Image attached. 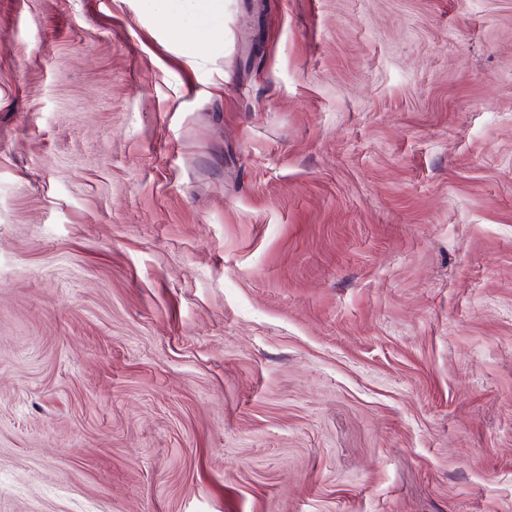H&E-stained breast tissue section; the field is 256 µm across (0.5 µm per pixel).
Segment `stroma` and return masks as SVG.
Returning <instances> with one entry per match:
<instances>
[{
  "instance_id": "35a3bbf8",
  "label": "stroma",
  "mask_w": 512,
  "mask_h": 512,
  "mask_svg": "<svg viewBox=\"0 0 512 512\" xmlns=\"http://www.w3.org/2000/svg\"><path fill=\"white\" fill-rule=\"evenodd\" d=\"M0 512H512V0H0Z\"/></svg>"
}]
</instances>
